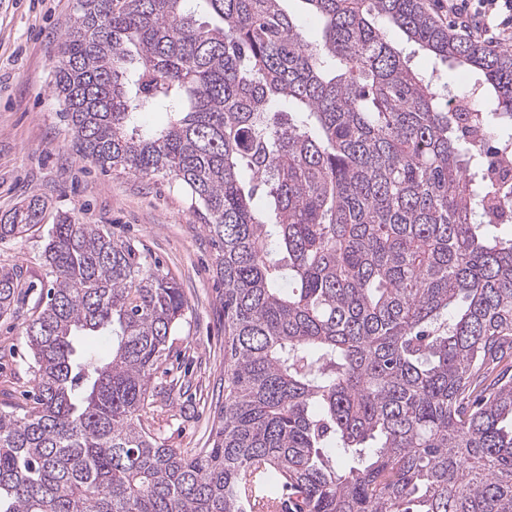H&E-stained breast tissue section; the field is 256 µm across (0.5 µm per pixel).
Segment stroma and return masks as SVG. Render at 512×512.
I'll return each instance as SVG.
<instances>
[{"label":"stroma","instance_id":"obj_1","mask_svg":"<svg viewBox=\"0 0 512 512\" xmlns=\"http://www.w3.org/2000/svg\"><path fill=\"white\" fill-rule=\"evenodd\" d=\"M75 0H0V216L26 198L47 203L43 224L0 241V266L22 267L30 286L17 314L0 318V400L24 404L34 385L24 327L51 278L44 264L58 215L101 224L160 262L187 300L169 340L145 420L171 448H205L224 403V295L216 250L184 189L167 176L103 170L72 148L53 65ZM178 378L171 389L167 377Z\"/></svg>","mask_w":512,"mask_h":512}]
</instances>
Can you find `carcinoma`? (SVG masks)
<instances>
[{
  "mask_svg": "<svg viewBox=\"0 0 512 512\" xmlns=\"http://www.w3.org/2000/svg\"><path fill=\"white\" fill-rule=\"evenodd\" d=\"M76 0L54 92L80 156L179 182L224 284L211 447L143 422L187 302L101 224L58 217L25 326L36 392L0 408V512H512V190L448 112L427 56L481 72L512 127V52L424 0ZM404 36L391 43L385 29ZM164 112L145 128L141 115ZM45 202L0 218V241ZM0 266V317L22 300ZM112 337L107 362L77 333ZM356 455L341 469L336 455Z\"/></svg>",
  "mask_w": 512,
  "mask_h": 512,
  "instance_id": "obj_1",
  "label": "carcinoma"
}]
</instances>
